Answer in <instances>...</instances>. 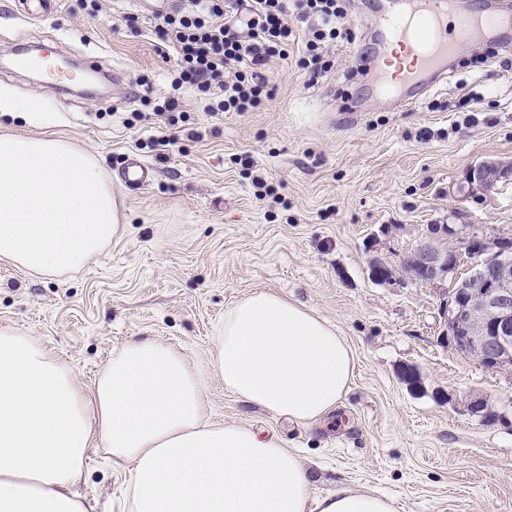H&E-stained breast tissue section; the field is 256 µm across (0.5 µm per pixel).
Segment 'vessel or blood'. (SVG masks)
Masks as SVG:
<instances>
[{
  "label": "vessel or blood",
  "mask_w": 512,
  "mask_h": 512,
  "mask_svg": "<svg viewBox=\"0 0 512 512\" xmlns=\"http://www.w3.org/2000/svg\"><path fill=\"white\" fill-rule=\"evenodd\" d=\"M373 55L366 59L372 68V90L378 97L400 105H414L447 71L449 57L463 46L464 39L512 30V14L490 11H461L456 0H375ZM53 47L40 45L34 54L16 57L21 70H47L51 83L62 80L53 71ZM152 167L136 156H128L121 171L122 181L143 187L152 181Z\"/></svg>",
  "instance_id": "1"
}]
</instances>
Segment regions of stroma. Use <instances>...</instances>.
I'll return each mask as SVG.
<instances>
[{
    "mask_svg": "<svg viewBox=\"0 0 512 512\" xmlns=\"http://www.w3.org/2000/svg\"><path fill=\"white\" fill-rule=\"evenodd\" d=\"M351 41L324 52L312 75L299 60L272 59L269 96L255 112L214 117L190 86L177 93L175 142L158 159L152 137L167 130L147 96L169 91L173 50H161L158 13L147 0H58L28 22L0 0V66L38 39L64 57L92 56L122 73L97 80L72 103L45 76L0 73V96H35L36 121L0 112V133L66 136L99 158L124 231L95 262L65 275H35L0 260V328L38 340L91 388L113 353L152 338L209 366L224 313L257 290L313 309L336 325L356 357L355 378L325 420L295 423L239 402L210 378L213 420L281 437L313 474L312 498L346 485L395 497L398 512H512V426H485L464 412L476 394L512 407V375L462 358L438 340L436 289L373 279L371 263L396 267L428 224L512 232V180L463 192L468 171L512 162V40L467 45L419 105L371 96L355 77L353 47H369L373 0H350ZM145 120H138V113ZM147 161L150 185L121 183L126 156ZM270 188L258 197L255 179ZM416 368L408 386L404 368ZM124 477L107 449L89 451L78 494L97 512H119Z\"/></svg>",
    "mask_w": 512,
    "mask_h": 512,
    "instance_id": "stroma-1",
    "label": "stroma"
}]
</instances>
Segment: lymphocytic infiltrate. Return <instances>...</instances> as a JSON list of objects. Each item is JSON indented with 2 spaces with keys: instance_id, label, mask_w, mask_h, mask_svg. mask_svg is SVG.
<instances>
[{
  "instance_id": "obj_1",
  "label": "lymphocytic infiltrate",
  "mask_w": 512,
  "mask_h": 512,
  "mask_svg": "<svg viewBox=\"0 0 512 512\" xmlns=\"http://www.w3.org/2000/svg\"><path fill=\"white\" fill-rule=\"evenodd\" d=\"M166 15L161 37L178 62L171 86L190 85L208 99L207 112H253L268 93V60L284 56L307 27L304 62L326 69L324 47L348 34L344 0H186Z\"/></svg>"
}]
</instances>
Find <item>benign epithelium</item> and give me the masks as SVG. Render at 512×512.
I'll return each mask as SVG.
<instances>
[{"instance_id": "obj_1", "label": "benign epithelium", "mask_w": 512, "mask_h": 512, "mask_svg": "<svg viewBox=\"0 0 512 512\" xmlns=\"http://www.w3.org/2000/svg\"><path fill=\"white\" fill-rule=\"evenodd\" d=\"M510 179L512 165L481 162L468 174V191H486ZM511 241V234L500 231L473 236L454 224H430L406 252L398 273H381L380 263L373 264L372 273L381 282L408 280L444 290L440 342L492 372L512 373V265L499 259ZM462 405L484 425L512 422L483 397L471 395Z\"/></svg>"}]
</instances>
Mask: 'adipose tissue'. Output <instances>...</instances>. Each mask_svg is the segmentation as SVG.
<instances>
[{
    "label": "adipose tissue",
    "mask_w": 512,
    "mask_h": 512,
    "mask_svg": "<svg viewBox=\"0 0 512 512\" xmlns=\"http://www.w3.org/2000/svg\"><path fill=\"white\" fill-rule=\"evenodd\" d=\"M121 230L99 161L60 136L0 135V257L31 273L79 271ZM210 370L155 339L126 343L82 389L36 339L0 329V512H95L74 490L91 448L126 469L121 512H397L387 495L312 479L275 436L207 414L209 377L244 404L294 422L334 411L355 356L335 326L256 291L224 313Z\"/></svg>",
    "instance_id": "adipose-tissue-1"
}]
</instances>
